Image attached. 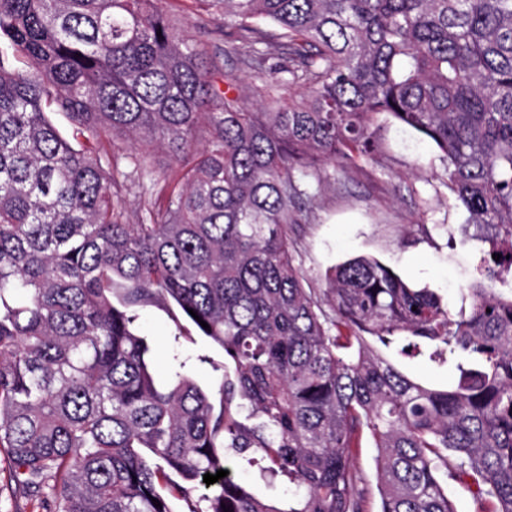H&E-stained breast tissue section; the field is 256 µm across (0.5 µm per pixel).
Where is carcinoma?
Here are the masks:
<instances>
[{
	"mask_svg": "<svg viewBox=\"0 0 512 512\" xmlns=\"http://www.w3.org/2000/svg\"><path fill=\"white\" fill-rule=\"evenodd\" d=\"M207 2L224 51L278 75L264 102L232 74L217 91L161 0H0V451L16 489L38 512H367L370 442L378 512H455L463 479L473 512H512V295L493 288L512 275V0ZM382 117L428 139L468 223L496 230L468 311L363 256L305 287L294 230L318 167L374 159ZM118 135L180 166L137 224L124 180L155 170ZM148 307L222 349L217 387L183 362L159 382L135 328ZM384 349L451 381L413 380ZM230 450L295 485L286 507L231 473L203 482ZM375 448H372L371 444L365 445L364 448H360V451L356 457V466L359 473L365 480V484L369 489V495L367 499V510L368 512L376 511L378 508V494L376 489V477H375ZM474 489L467 481L448 482V498L452 501L457 512L473 511Z\"/></svg>",
	"mask_w": 512,
	"mask_h": 512,
	"instance_id": "obj_1",
	"label": "carcinoma"
}]
</instances>
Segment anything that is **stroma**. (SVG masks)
Instances as JSON below:
<instances>
[{
	"label": "stroma",
	"mask_w": 512,
	"mask_h": 512,
	"mask_svg": "<svg viewBox=\"0 0 512 512\" xmlns=\"http://www.w3.org/2000/svg\"><path fill=\"white\" fill-rule=\"evenodd\" d=\"M163 6L172 24L204 47L216 86H223L225 75H235L246 100L259 101L252 71L224 50L220 14L205 0H163ZM380 135L384 149L375 160L321 165L319 186L296 234L297 261L310 286L321 289L326 270L351 257L371 256L458 312L478 275L483 247L478 230L445 186L447 163L429 141L386 119ZM137 331L149 340L158 373L178 357L202 387L216 382L224 353L208 340L175 338L172 320L154 308L141 312Z\"/></svg>",
	"instance_id": "35a3bbf8"
}]
</instances>
